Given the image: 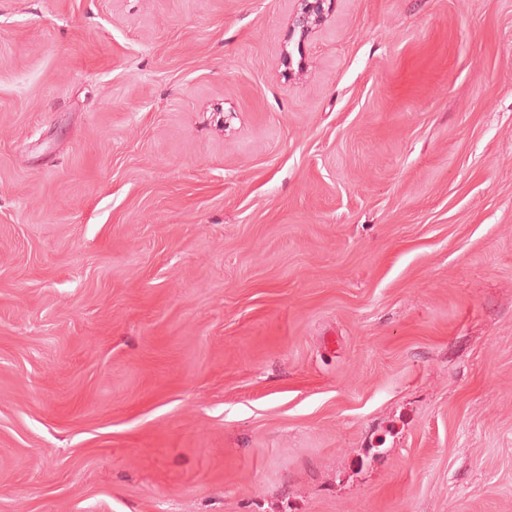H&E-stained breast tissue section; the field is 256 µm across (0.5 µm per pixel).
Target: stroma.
I'll list each match as a JSON object with an SVG mask.
<instances>
[{
  "label": "stroma",
  "mask_w": 512,
  "mask_h": 512,
  "mask_svg": "<svg viewBox=\"0 0 512 512\" xmlns=\"http://www.w3.org/2000/svg\"><path fill=\"white\" fill-rule=\"evenodd\" d=\"M0 0V512H512V0ZM292 16V26L303 34L309 33L324 21V3L326 0H296Z\"/></svg>",
  "instance_id": "1"
}]
</instances>
